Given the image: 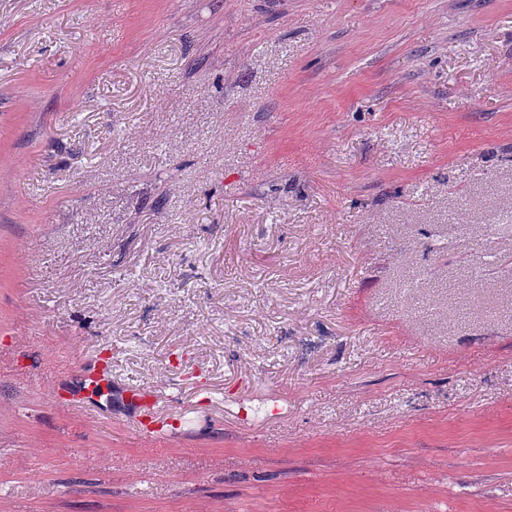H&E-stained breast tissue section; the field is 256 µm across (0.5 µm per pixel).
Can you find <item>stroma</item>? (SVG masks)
<instances>
[{
  "label": "stroma",
  "instance_id": "stroma-1",
  "mask_svg": "<svg viewBox=\"0 0 512 512\" xmlns=\"http://www.w3.org/2000/svg\"><path fill=\"white\" fill-rule=\"evenodd\" d=\"M0 512H512V0H0Z\"/></svg>",
  "mask_w": 512,
  "mask_h": 512
}]
</instances>
